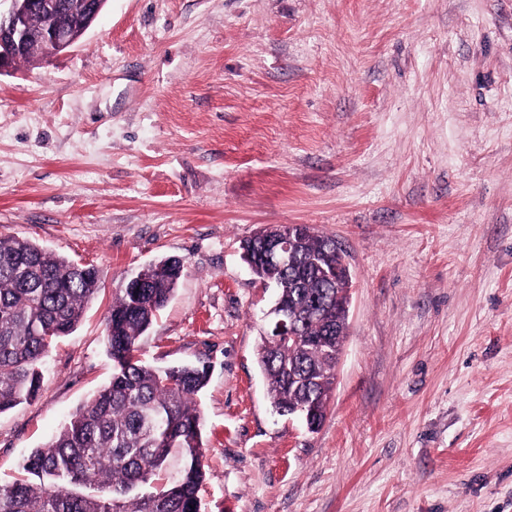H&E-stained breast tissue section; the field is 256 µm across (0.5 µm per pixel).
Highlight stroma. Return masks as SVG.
Masks as SVG:
<instances>
[{
    "mask_svg": "<svg viewBox=\"0 0 512 512\" xmlns=\"http://www.w3.org/2000/svg\"><path fill=\"white\" fill-rule=\"evenodd\" d=\"M266 224L352 274L314 432L258 365L275 292L240 245ZM8 236L98 291L0 414V483L110 378L119 282L176 256L138 356L210 367L200 512H512V0H108L0 75Z\"/></svg>",
    "mask_w": 512,
    "mask_h": 512,
    "instance_id": "stroma-1",
    "label": "stroma"
}]
</instances>
